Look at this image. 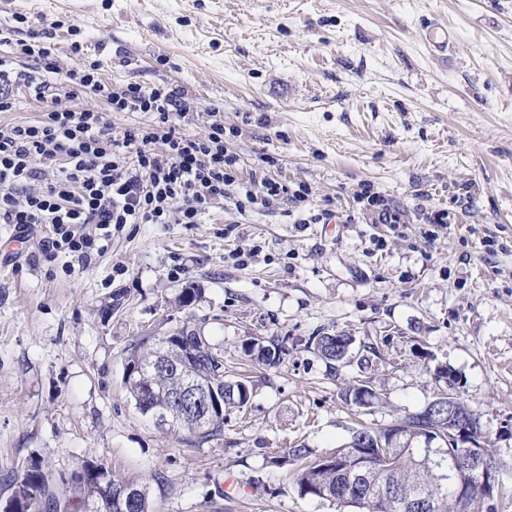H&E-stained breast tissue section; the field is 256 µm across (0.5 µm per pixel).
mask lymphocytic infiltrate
I'll use <instances>...</instances> for the list:
<instances>
[{"instance_id": "1", "label": "lymphocytic infiltrate", "mask_w": 512, "mask_h": 512, "mask_svg": "<svg viewBox=\"0 0 512 512\" xmlns=\"http://www.w3.org/2000/svg\"><path fill=\"white\" fill-rule=\"evenodd\" d=\"M90 61L67 74L68 89L42 120L0 126V224L26 232L45 224L50 234L43 252L86 259L94 246L83 231L94 224H196L201 214L235 185L237 158L224 148V124L216 121L206 138L166 131L125 132L115 138L100 112L77 111L67 99L79 92L104 97L114 112H151L159 123L170 113L188 111L168 86L151 89L129 83L113 89ZM162 141L156 150L154 141ZM134 151L132 164L119 162ZM62 161L59 179L42 184L44 166Z\"/></svg>"}]
</instances>
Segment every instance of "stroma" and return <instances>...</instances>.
I'll use <instances>...</instances> for the list:
<instances>
[{
  "label": "stroma",
  "instance_id": "35a3bbf8",
  "mask_svg": "<svg viewBox=\"0 0 512 512\" xmlns=\"http://www.w3.org/2000/svg\"><path fill=\"white\" fill-rule=\"evenodd\" d=\"M432 18L455 32L444 60L420 40ZM35 33L57 47L54 72L20 51ZM1 55L17 76L1 125L43 119L85 56L108 86L179 91L177 133L222 120L234 197L286 188L243 212L224 199L197 224L111 226L78 266L39 254L44 225L19 250L0 224L1 503L31 464L56 484L95 461L146 484L151 512H336L273 457L420 412L442 366L512 488V0H0ZM71 106L104 112L116 138L158 128L89 92ZM368 185L396 223L365 209ZM434 211L446 223H427ZM191 282L202 298L178 308ZM182 320L221 350L225 381L253 390L205 442L157 429L122 387L133 337ZM321 332L376 352L330 366L309 345ZM270 336L288 342L275 368L246 353ZM362 382L372 405L345 404Z\"/></svg>",
  "mask_w": 512,
  "mask_h": 512
}]
</instances>
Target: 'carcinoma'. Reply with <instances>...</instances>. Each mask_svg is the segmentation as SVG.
Masks as SVG:
<instances>
[{"instance_id": "carcinoma-1", "label": "carcinoma", "mask_w": 512, "mask_h": 512, "mask_svg": "<svg viewBox=\"0 0 512 512\" xmlns=\"http://www.w3.org/2000/svg\"><path fill=\"white\" fill-rule=\"evenodd\" d=\"M190 332L191 339L185 345L169 346L166 352L170 355V363L159 368L151 377L154 391L148 393L147 402L156 405L170 394L177 391L185 382L186 374L178 367L181 358L187 350L194 355V378L205 384L209 381H219L224 384V404L245 406L248 400L246 391L233 382L224 381V368L220 367L218 349L197 329L184 324L179 327L178 335ZM154 345L143 340L132 344L128 353V362L135 363L154 358ZM248 355L257 358L263 364L276 367L288 355L284 341L271 339L267 345H258L248 349ZM215 422L209 424L202 432L196 434L195 414L189 411L183 413L184 423L178 429L188 437L196 440H210L224 434V417L213 412ZM355 448H339L332 462L311 459L310 450L303 448L287 449L288 457L295 461H305V464L293 473L301 494L322 498V493L335 496L338 512L347 508H357L359 512H403L401 500L411 498L421 489L432 490L440 487L439 512H456L455 489L449 481L448 455L441 452L426 453L419 447L410 448L406 445H396L393 448L392 460L384 463V469L377 478L378 485H394L398 490L399 499H394L388 492L377 493L371 499L362 498L354 489L345 484L341 471L352 468L356 463ZM109 473L101 464L87 463L80 471L71 477L68 490L55 491L48 483L43 472L36 466L27 470L24 476L13 484L12 494L0 507V512H69V503L73 499L81 500L84 512H150L148 486L137 481H123L141 490L135 503L106 506L98 501L97 487L99 480Z\"/></svg>"}]
</instances>
